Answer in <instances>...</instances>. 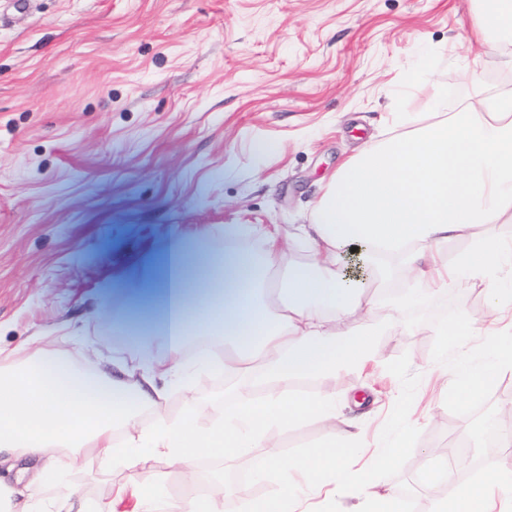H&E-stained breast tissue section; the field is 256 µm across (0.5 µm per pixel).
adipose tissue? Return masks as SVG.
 <instances>
[{"instance_id":"ef3b65f1","label":"adipose tissue","mask_w":512,"mask_h":512,"mask_svg":"<svg viewBox=\"0 0 512 512\" xmlns=\"http://www.w3.org/2000/svg\"><path fill=\"white\" fill-rule=\"evenodd\" d=\"M455 111L434 89L437 120L405 135L364 147L347 158L324 188L307 224L224 227L223 251L191 250L180 234L157 267L143 305L157 316L147 333L136 317L117 323L139 357L116 363L117 375L85 373L72 359L46 349L0 363V464L28 455L45 463L17 500L0 486V512H224V481L200 492L196 460H233L246 449L264 454L262 474L281 483L272 497L236 490L238 512H294L292 492L342 468L360 434L284 460L267 432L309 415L326 421L336 405L326 394L285 392L299 378H335L347 367L365 368L378 352L377 329L340 331L339 318L367 314L375 281L409 274L417 287L391 296L396 310L468 281L486 283L487 325L503 318L512 289L498 285L512 271V246L480 237L478 226L512 218V91L479 89ZM472 246L447 261L448 241ZM306 245L307 262L289 260L291 245ZM202 348L189 357L186 343ZM233 376L234 401L223 414L201 421L195 406L180 416L163 412L168 385L189 388L196 373ZM69 451L67 468L49 456ZM99 460L131 469L160 460L183 472V490L169 496L130 481L109 498L76 501L71 470ZM56 491L54 500L39 496Z\"/></svg>"}]
</instances>
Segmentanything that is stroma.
Here are the masks:
<instances>
[{"label":"stroma","mask_w":512,"mask_h":512,"mask_svg":"<svg viewBox=\"0 0 512 512\" xmlns=\"http://www.w3.org/2000/svg\"><path fill=\"white\" fill-rule=\"evenodd\" d=\"M479 22L472 0H0V349L111 371L117 338L102 323L137 296L173 231L305 223L347 157L434 119V88L465 99V66L478 64L488 94L512 89L500 51L474 38ZM399 290L374 285L366 319L345 323L390 328L368 371L288 386L335 394V419L268 433L295 459L359 420L346 495L314 499V512H346L371 475L401 493L467 439L434 378L433 325L406 328L382 304ZM223 388L206 377L173 389L167 412L190 400L212 418L222 407L207 394ZM405 411L417 450L389 467ZM130 476L182 488L159 461L131 475L94 462L71 481L105 499Z\"/></svg>","instance_id":"35a3bbf8"}]
</instances>
